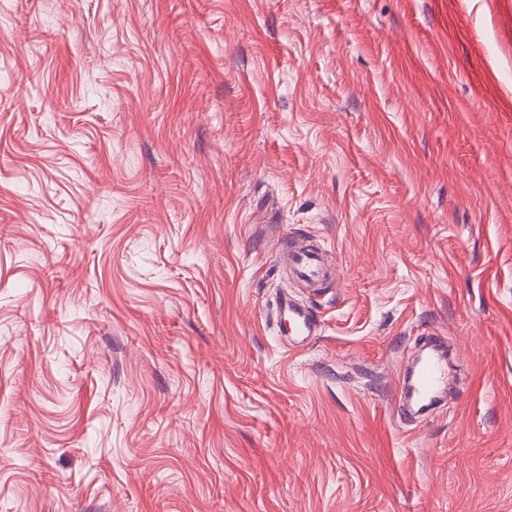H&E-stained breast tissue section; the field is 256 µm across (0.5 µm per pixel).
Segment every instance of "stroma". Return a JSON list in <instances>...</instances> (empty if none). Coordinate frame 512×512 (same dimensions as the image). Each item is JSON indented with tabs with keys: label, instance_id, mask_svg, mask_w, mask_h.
<instances>
[{
	"label": "stroma",
	"instance_id": "1",
	"mask_svg": "<svg viewBox=\"0 0 512 512\" xmlns=\"http://www.w3.org/2000/svg\"><path fill=\"white\" fill-rule=\"evenodd\" d=\"M0 512H512V0H0ZM288 261L299 277L314 280L322 273L324 254L319 248L310 247L289 252ZM279 313L284 311L288 317V328L292 336H296L297 344L307 343L317 335L319 320L305 306L295 304L283 293L278 301ZM447 379L446 364L432 353L425 356L414 369L413 385L419 398L430 400L444 386Z\"/></svg>",
	"mask_w": 512,
	"mask_h": 512
}]
</instances>
